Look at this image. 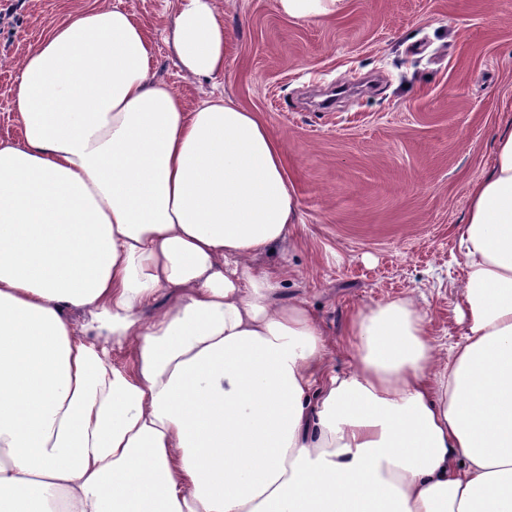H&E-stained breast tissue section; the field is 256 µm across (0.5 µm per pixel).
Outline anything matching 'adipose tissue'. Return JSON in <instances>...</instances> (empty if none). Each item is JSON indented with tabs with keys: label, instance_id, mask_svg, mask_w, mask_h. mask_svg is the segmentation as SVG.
<instances>
[{
	"label": "adipose tissue",
	"instance_id": "obj_1",
	"mask_svg": "<svg viewBox=\"0 0 512 512\" xmlns=\"http://www.w3.org/2000/svg\"><path fill=\"white\" fill-rule=\"evenodd\" d=\"M166 41L188 76H223L214 0H177ZM153 59L134 13L96 0L19 63L0 512H512V118L458 227L464 343L441 355L414 298L382 301L351 314L339 374L254 265L298 222L280 142L224 96L186 108Z\"/></svg>",
	"mask_w": 512,
	"mask_h": 512
}]
</instances>
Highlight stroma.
I'll list each match as a JSON object with an SVG mask.
<instances>
[{"instance_id":"stroma-1","label":"stroma","mask_w":512,"mask_h":512,"mask_svg":"<svg viewBox=\"0 0 512 512\" xmlns=\"http://www.w3.org/2000/svg\"><path fill=\"white\" fill-rule=\"evenodd\" d=\"M94 0H0V141L18 139V61L55 19ZM148 30L158 79L194 106L221 93L284 146L300 224L256 260L283 271L281 303L318 317L329 365L352 370V308L416 297L441 351L463 341L453 316L456 230L472 184L512 115V0H349L317 21L276 0H216L233 36L217 82L183 73L164 39L174 0H121Z\"/></svg>"}]
</instances>
